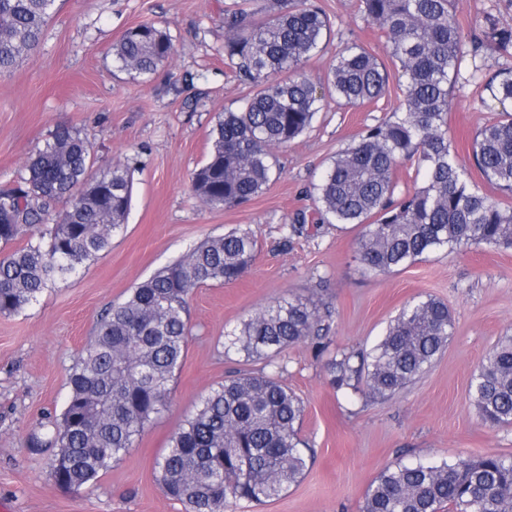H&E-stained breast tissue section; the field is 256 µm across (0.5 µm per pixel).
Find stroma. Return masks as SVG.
Instances as JSON below:
<instances>
[{
    "label": "stroma",
    "mask_w": 512,
    "mask_h": 512,
    "mask_svg": "<svg viewBox=\"0 0 512 512\" xmlns=\"http://www.w3.org/2000/svg\"><path fill=\"white\" fill-rule=\"evenodd\" d=\"M224 3L58 0L39 45L0 75V189L24 176L30 156L59 125L88 136L93 173L120 162L133 174L127 221L109 251L56 281L26 310L0 315V504L11 512H186L165 496L155 461L212 388L233 372L261 370V363L225 355L224 338L288 295L333 311L324 349L308 340L284 357L282 381L304 403L301 436L314 460L278 498L243 501L232 512H360L370 483L396 460L512 455V426L483 425L467 399L486 351L512 336V251L438 253L379 275L355 259L359 227L320 222L310 193L337 152L398 107L405 80L396 67H389L388 91L378 103H329L309 131L277 150L272 181L247 204L211 209L193 194L191 177L208 156L216 116L237 110L253 92L224 68ZM315 3L330 30L305 65L313 77H325L352 41L386 59L385 39L361 19L357 0ZM454 12L467 32L488 13L512 26V0H454ZM143 22L167 29L175 46L145 83L114 71L110 55L113 43ZM499 69H512V57L483 46L465 58L452 89L448 136L464 166L472 164L478 129L501 110L512 112V102L499 105L484 89ZM299 213L305 230L294 235L290 224ZM235 229L254 230L258 252L238 281L211 283L191 296V335L167 410L95 483L78 491L58 487L48 468L51 449L33 450L29 437L59 418L76 353L101 315L205 238ZM427 295L447 303L455 320L433 367L386 402L336 390L326 368L336 351L371 348L407 302Z\"/></svg>",
    "instance_id": "obj_1"
}]
</instances>
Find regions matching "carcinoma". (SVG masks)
Here are the masks:
<instances>
[{"label":"carcinoma","mask_w":512,"mask_h":512,"mask_svg":"<svg viewBox=\"0 0 512 512\" xmlns=\"http://www.w3.org/2000/svg\"><path fill=\"white\" fill-rule=\"evenodd\" d=\"M56 0H0V74L38 45ZM255 0L224 5V66L255 91L240 109L217 117L212 149L191 179L213 209L239 207L272 181L274 151L312 127L325 96L359 106L383 97L389 74L363 46L345 45L326 75L305 63L320 48L329 18L313 0ZM361 18L386 39L388 57L405 78L399 108L366 126L336 154L315 186L320 220L362 227L357 260L389 274L435 253L512 249V207L482 191L512 193V113L482 126L472 146L480 181L459 165L448 137L451 89L466 55V38L451 0H357ZM473 42L494 43L512 56V27L493 14L476 24ZM112 62L132 80L149 81L174 53L168 32L143 23L112 45ZM494 100L512 101V71L486 83ZM92 144L59 126L30 158L24 176L0 189V244L26 240L0 255V314L32 305L58 279L108 251L130 210L133 179L116 163L89 175ZM416 165L423 183L401 192L398 168ZM50 224L46 231L40 226ZM256 232L232 230L196 245L182 259L131 289L97 322L76 356L70 391L48 440L57 485L80 490L135 447L145 426L168 407L170 382L185 359L188 297L210 282L233 283L253 262ZM329 307L282 297L242 320L225 337V352L284 370L282 354L329 332ZM454 333L448 304L426 298L401 309L368 352L338 351L329 362L337 388L363 382L388 401L431 369ZM469 405L481 422L512 425V336L493 345L473 373ZM301 399L273 374L238 373L206 395L170 436L156 461L166 495L190 512H225L240 501L265 502L297 483L311 448L300 437ZM361 512H512V456L396 462L370 484Z\"/></svg>","instance_id":"1"}]
</instances>
